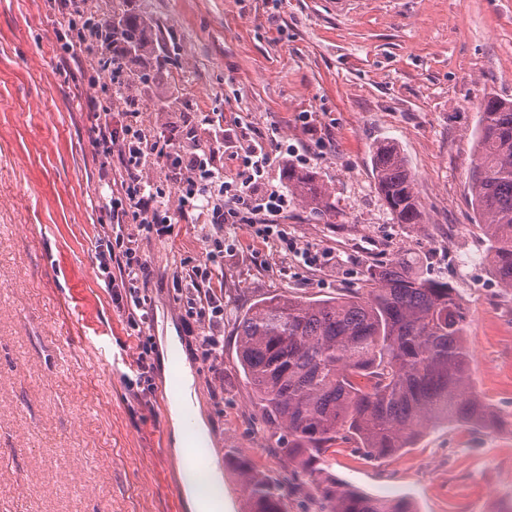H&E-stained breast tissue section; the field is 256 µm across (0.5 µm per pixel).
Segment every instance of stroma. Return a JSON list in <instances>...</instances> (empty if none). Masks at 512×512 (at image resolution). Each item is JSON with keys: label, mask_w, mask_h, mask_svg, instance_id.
Returning <instances> with one entry per match:
<instances>
[{"label": "stroma", "mask_w": 512, "mask_h": 512, "mask_svg": "<svg viewBox=\"0 0 512 512\" xmlns=\"http://www.w3.org/2000/svg\"><path fill=\"white\" fill-rule=\"evenodd\" d=\"M83 18L138 13L148 43L134 55L78 45L60 0H0V512H176L179 475L162 349L152 389L137 397L112 365L135 364L136 341L100 289L94 236L101 181L89 104L141 113L156 128L189 112L224 115L226 179L234 144L276 136L290 164L318 173L335 219L291 199L284 224L298 246L325 252L309 268L249 229L224 234V359L210 367L200 328L172 286L180 260L204 256L207 226L181 223L142 240L152 271L153 341L180 340L224 512H247L240 455L275 477L298 469L254 410L236 360L237 324L262 298H334L367 267L401 256L446 278L466 312L471 381L502 420L485 435L428 427L410 447L366 460L353 444L325 468L368 494L404 496L417 512H512V291L497 283L469 177L478 106L512 100V0H81ZM129 84L112 89L111 59ZM398 146L416 179L419 224L393 220L375 186L373 147Z\"/></svg>", "instance_id": "1"}]
</instances>
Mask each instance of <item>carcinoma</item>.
<instances>
[{
    "label": "carcinoma",
    "mask_w": 512,
    "mask_h": 512,
    "mask_svg": "<svg viewBox=\"0 0 512 512\" xmlns=\"http://www.w3.org/2000/svg\"><path fill=\"white\" fill-rule=\"evenodd\" d=\"M106 46L119 40L139 51V31L125 19L96 25ZM480 129L469 190L489 242V262L512 290V101L479 104ZM378 190L398 224H419L421 203L405 157L390 142L373 147ZM291 195L328 220L336 211L317 173L288 167ZM345 297L262 298L238 324V365L266 426L288 436L285 451L301 471L274 481L242 457L248 512H283V491L310 483L321 512H415L404 497L384 499L354 489L321 464L339 443L354 442L369 459L408 447L431 424L455 422L475 433L501 420L474 389L463 305L448 282L403 258L368 268Z\"/></svg>",
    "instance_id": "1"
}]
</instances>
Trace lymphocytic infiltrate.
I'll return each instance as SVG.
<instances>
[{
	"instance_id": "f902f5d3",
	"label": "lymphocytic infiltrate",
	"mask_w": 512,
	"mask_h": 512,
	"mask_svg": "<svg viewBox=\"0 0 512 512\" xmlns=\"http://www.w3.org/2000/svg\"><path fill=\"white\" fill-rule=\"evenodd\" d=\"M87 118L105 190L104 217L94 245L96 277L138 340L136 367L127 387L150 384L153 371L146 336L151 321V299L146 293L151 271L139 240L172 237L181 216L210 227L205 259L181 262L173 285L201 329L204 359L218 364L224 357L225 229L249 227L256 238L292 253L305 266L320 262L316 252L297 246L282 223L287 193L260 186L280 144L255 139L240 143L237 155L243 171L239 179L229 181L214 161L223 146V113L188 115L176 133L161 129L151 136L143 133L134 112L118 125L110 108L95 105ZM202 128L210 133L206 147L197 138ZM155 159L165 161L169 181L178 184L177 202H169L164 188L146 176L147 165Z\"/></svg>"
}]
</instances>
